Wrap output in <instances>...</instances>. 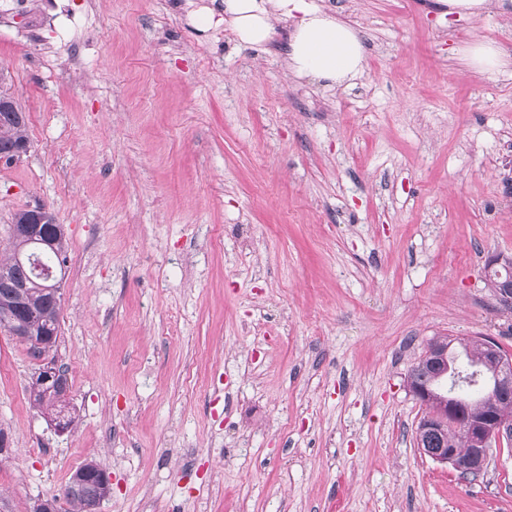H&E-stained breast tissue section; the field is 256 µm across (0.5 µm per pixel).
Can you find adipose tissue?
<instances>
[{"mask_svg":"<svg viewBox=\"0 0 512 512\" xmlns=\"http://www.w3.org/2000/svg\"><path fill=\"white\" fill-rule=\"evenodd\" d=\"M194 16L202 25H224L238 44L251 47L269 41L273 21L287 22L288 68L298 77L331 86L355 79L364 71L360 32L324 12L316 0H216Z\"/></svg>","mask_w":512,"mask_h":512,"instance_id":"obj_1","label":"adipose tissue"}]
</instances>
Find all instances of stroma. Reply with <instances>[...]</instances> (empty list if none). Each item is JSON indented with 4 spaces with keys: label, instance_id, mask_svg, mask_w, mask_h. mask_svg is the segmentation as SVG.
<instances>
[{
    "label": "stroma",
    "instance_id": "obj_1",
    "mask_svg": "<svg viewBox=\"0 0 512 512\" xmlns=\"http://www.w3.org/2000/svg\"><path fill=\"white\" fill-rule=\"evenodd\" d=\"M360 30L361 76L289 74L176 0H38L0 20L31 149L0 160L14 212L63 225L55 358L73 429L33 408L38 368L0 328V512L95 461L96 512H512V454L468 482L423 456L407 387L439 336L512 353L488 255H512V0H318ZM442 15L478 16L486 9V0H435ZM468 66L481 72H495L512 64V56L505 55L494 43L477 41L459 50Z\"/></svg>",
    "mask_w": 512,
    "mask_h": 512
}]
</instances>
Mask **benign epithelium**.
<instances>
[{
	"label": "benign epithelium",
	"instance_id": "benign-epithelium-1",
	"mask_svg": "<svg viewBox=\"0 0 512 512\" xmlns=\"http://www.w3.org/2000/svg\"><path fill=\"white\" fill-rule=\"evenodd\" d=\"M46 213L43 205L27 209L24 224L11 225V239L40 243L38 230ZM9 334L23 344L35 343L39 348L38 356H47V349L53 340L46 336L35 338V313L28 312L25 320L10 319L6 323ZM481 374L491 378L490 393L505 400H512V356L497 350L493 344L481 363ZM61 383L60 368L55 361L43 363L35 372L31 387L42 390L49 385ZM440 417H448L465 426L466 441L469 451L461 452L457 448H438L421 450L431 459L448 464L458 473L480 474L492 463L491 449L512 439V423L502 419L498 414L485 412L476 415L471 411V403L450 395L443 399ZM111 492V476L106 469L92 462L78 467L70 476L64 490V499L75 512H93L100 499Z\"/></svg>",
	"mask_w": 512,
	"mask_h": 512
}]
</instances>
